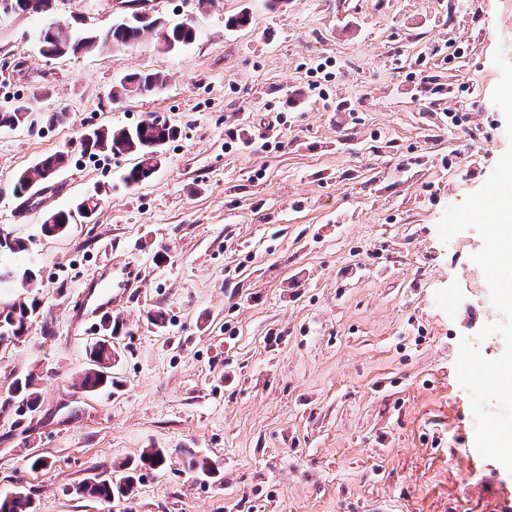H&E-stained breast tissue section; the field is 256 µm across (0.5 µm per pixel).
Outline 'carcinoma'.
Here are the masks:
<instances>
[{"label":"carcinoma","mask_w":512,"mask_h":512,"mask_svg":"<svg viewBox=\"0 0 512 512\" xmlns=\"http://www.w3.org/2000/svg\"><path fill=\"white\" fill-rule=\"evenodd\" d=\"M153 26L151 22L134 14L128 20L112 25L101 33L76 34L66 23L52 21L40 32V51L45 56H56L64 48L68 52L80 50L112 49L129 47L137 43L145 29ZM165 40L161 42L165 50L170 46L188 44L195 38V30L187 22H176L167 26ZM166 78L159 72H136L124 76L113 86L112 97H148L165 87ZM30 107L19 103L13 109L0 113V126H17L28 119ZM177 134L172 126L164 121L154 119L131 127L102 128L86 136L88 144L101 152L112 155L136 154L139 163L128 171L125 182L135 185L148 178L160 162L162 147ZM68 156L57 152L19 172L14 181V193L24 197L39 183L48 179L64 168ZM98 207V198L94 195L84 198L75 210H53L45 214L41 224L42 232L48 236H63L75 223V216L88 217ZM37 301L27 298L2 303L0 302V348L6 349L25 335L29 324L35 318ZM118 359V351L108 340H101L89 348L90 367L85 371L81 387L88 391L113 384L110 364ZM10 400L16 401L33 412L38 408L40 393L35 388L34 376L28 374L14 380L10 390ZM165 464V454L160 448H149L141 454L138 466L125 462L113 468L112 472L94 479L76 488V493L109 500L114 493L123 496L134 492L137 467L150 470L159 469ZM0 512H33L31 498L15 492L0 498Z\"/></svg>","instance_id":"obj_1"}]
</instances>
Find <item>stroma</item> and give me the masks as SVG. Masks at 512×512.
<instances>
[{"label": "stroma", "instance_id": "stroma-1", "mask_svg": "<svg viewBox=\"0 0 512 512\" xmlns=\"http://www.w3.org/2000/svg\"><path fill=\"white\" fill-rule=\"evenodd\" d=\"M194 26L172 52L146 32L131 48L50 59L41 19L0 4V228L29 246L0 267L38 273V315L0 358V495L35 512H512V474L474 447L459 341L487 324L472 229L442 241L450 206L479 190L512 145L491 100L492 57L512 61V0H144ZM118 0H59L72 28L103 32ZM250 22L234 26L232 18ZM426 59L452 101L424 91ZM332 60L327 100L289 107L312 61ZM165 74L158 94L112 97L124 74ZM354 111L348 130L337 105ZM470 128L446 126V109ZM62 113L59 121L50 120ZM160 117L178 130L153 174L84 135ZM252 139L241 148L228 130ZM65 153L31 199L17 173ZM94 194V214L47 237V211ZM137 268L112 311V387L81 378L97 322L74 327L95 268ZM162 310L164 322L154 321ZM34 374L40 406L9 389ZM167 453L132 495L105 503L80 484ZM37 454L47 465L27 464ZM207 457L203 476L192 458Z\"/></svg>", "mask_w": 512, "mask_h": 512}]
</instances>
